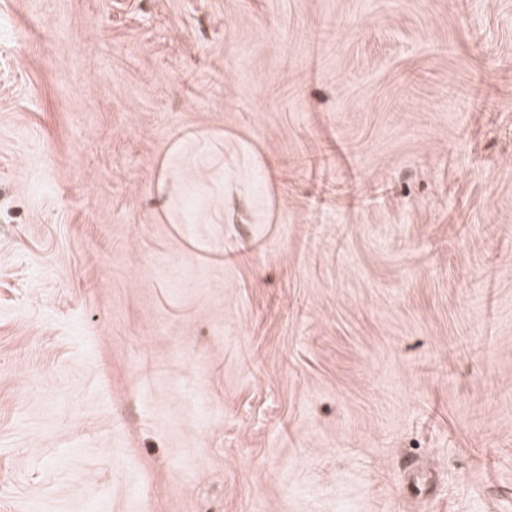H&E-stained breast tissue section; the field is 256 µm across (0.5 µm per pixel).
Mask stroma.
<instances>
[{"mask_svg":"<svg viewBox=\"0 0 512 512\" xmlns=\"http://www.w3.org/2000/svg\"><path fill=\"white\" fill-rule=\"evenodd\" d=\"M0 512H512V0H0Z\"/></svg>","mask_w":512,"mask_h":512,"instance_id":"obj_1","label":"stroma"}]
</instances>
